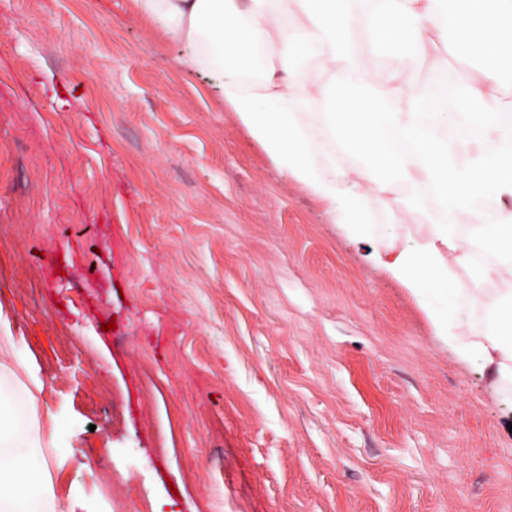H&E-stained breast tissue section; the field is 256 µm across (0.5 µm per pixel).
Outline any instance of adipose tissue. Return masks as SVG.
Wrapping results in <instances>:
<instances>
[{
  "instance_id": "adipose-tissue-1",
  "label": "adipose tissue",
  "mask_w": 512,
  "mask_h": 512,
  "mask_svg": "<svg viewBox=\"0 0 512 512\" xmlns=\"http://www.w3.org/2000/svg\"><path fill=\"white\" fill-rule=\"evenodd\" d=\"M373 264L416 299L492 390L512 383V0H131ZM478 72L424 80L437 41ZM424 210L415 240L378 233ZM495 285L493 301L475 289ZM480 313L473 336L459 331ZM0 336V512H77L39 451L43 389Z\"/></svg>"
}]
</instances>
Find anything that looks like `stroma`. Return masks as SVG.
<instances>
[{"mask_svg":"<svg viewBox=\"0 0 512 512\" xmlns=\"http://www.w3.org/2000/svg\"><path fill=\"white\" fill-rule=\"evenodd\" d=\"M131 0H0V334L87 512H512V388Z\"/></svg>","mask_w":512,"mask_h":512,"instance_id":"1","label":"stroma"}]
</instances>
